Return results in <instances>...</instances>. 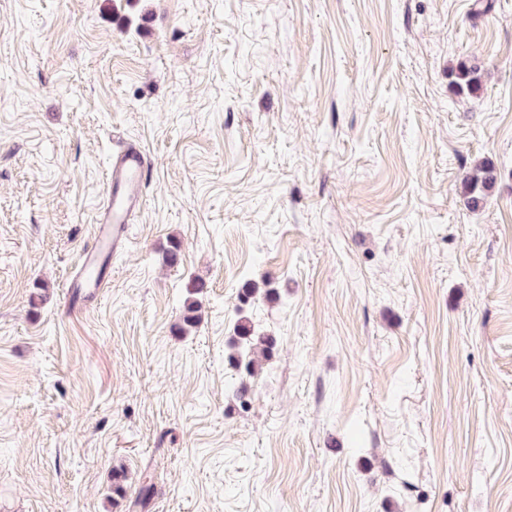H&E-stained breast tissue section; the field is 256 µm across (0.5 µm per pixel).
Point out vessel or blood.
I'll return each instance as SVG.
<instances>
[{"instance_id": "vessel-or-blood-1", "label": "vessel or blood", "mask_w": 512, "mask_h": 512, "mask_svg": "<svg viewBox=\"0 0 512 512\" xmlns=\"http://www.w3.org/2000/svg\"><path fill=\"white\" fill-rule=\"evenodd\" d=\"M148 164L149 156L140 145L124 142L113 150L105 182V202L94 226L93 239L67 285L68 304L84 302L106 288L101 267L129 242L130 220L143 204V178Z\"/></svg>"}]
</instances>
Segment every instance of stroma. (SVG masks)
I'll use <instances>...</instances> for the list:
<instances>
[{
  "label": "stroma",
  "mask_w": 512,
  "mask_h": 512,
  "mask_svg": "<svg viewBox=\"0 0 512 512\" xmlns=\"http://www.w3.org/2000/svg\"><path fill=\"white\" fill-rule=\"evenodd\" d=\"M491 3L0 0V512H512V0ZM121 140L147 206L69 308ZM248 280L272 298L241 303ZM243 315L276 340L254 375L226 361ZM481 67L472 61H461L456 67L454 84L459 94L476 95L481 90ZM497 180L498 173L492 163L484 160L475 163L462 182L465 205L474 211L483 207ZM191 291H189L188 296H186L181 305V318L180 324L178 325L179 331H186L189 328L196 326L199 322L201 314V304L198 299V295L202 293L203 288H206V285L197 281L194 282L191 286Z\"/></svg>",
  "instance_id": "stroma-1"
}]
</instances>
